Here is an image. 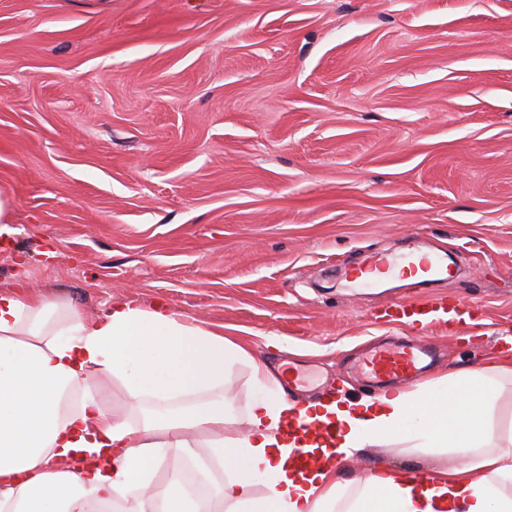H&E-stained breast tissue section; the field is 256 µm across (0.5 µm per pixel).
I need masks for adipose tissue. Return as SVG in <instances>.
Returning a JSON list of instances; mask_svg holds the SVG:
<instances>
[{
	"instance_id": "adipose-tissue-1",
	"label": "adipose tissue",
	"mask_w": 512,
	"mask_h": 512,
	"mask_svg": "<svg viewBox=\"0 0 512 512\" xmlns=\"http://www.w3.org/2000/svg\"><path fill=\"white\" fill-rule=\"evenodd\" d=\"M241 361L260 394L234 428L224 372ZM115 378L123 415L105 405ZM505 379L512 355L500 353L414 391L300 404L270 397L266 365L223 330L160 306L125 301L91 316L63 299L0 290V512H512V432L489 425ZM301 418L333 425L335 448L351 456L410 436L453 463L420 485L382 461L343 481L333 448L295 431ZM199 439L210 451L201 475L224 466V483L193 496L176 466L155 482L169 450ZM297 448L315 464L295 467Z\"/></svg>"
}]
</instances>
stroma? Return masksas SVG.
Instances as JSON below:
<instances>
[{
    "instance_id": "35a3bbf8",
    "label": "stroma",
    "mask_w": 512,
    "mask_h": 512,
    "mask_svg": "<svg viewBox=\"0 0 512 512\" xmlns=\"http://www.w3.org/2000/svg\"><path fill=\"white\" fill-rule=\"evenodd\" d=\"M0 289L88 314L163 303L247 345L305 403L355 373L394 300L472 302L429 377L512 336V0H0ZM458 276L345 283L406 247ZM258 393L231 367L224 410ZM428 474L408 439L350 458Z\"/></svg>"
}]
</instances>
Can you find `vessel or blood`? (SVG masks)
Masks as SVG:
<instances>
[{
    "instance_id": "1",
    "label": "vessel or blood",
    "mask_w": 512,
    "mask_h": 512,
    "mask_svg": "<svg viewBox=\"0 0 512 512\" xmlns=\"http://www.w3.org/2000/svg\"><path fill=\"white\" fill-rule=\"evenodd\" d=\"M412 272L423 282L434 283L451 277L452 271L441 259L409 250L399 255L380 256L374 264L353 279L358 285L370 286L373 280L392 270ZM391 324H407L430 329L442 324L472 327L476 324L474 306L457 299L435 296L413 302L395 301L381 313ZM433 362V353L421 341L405 340L374 347L363 359L361 368L373 380L376 388L384 389L419 375Z\"/></svg>"
}]
</instances>
